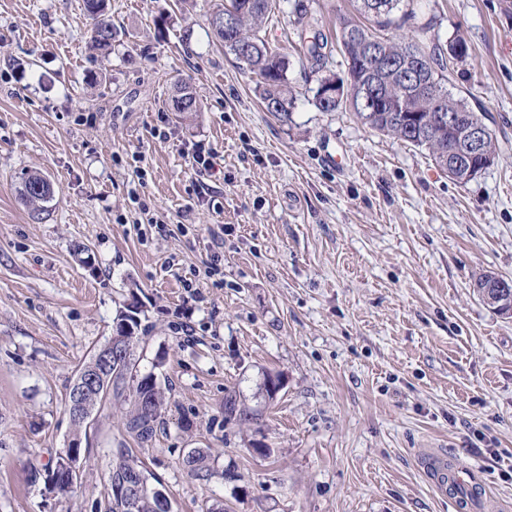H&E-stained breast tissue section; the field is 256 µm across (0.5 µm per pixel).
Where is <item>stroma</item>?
<instances>
[{
	"label": "stroma",
	"mask_w": 512,
	"mask_h": 512,
	"mask_svg": "<svg viewBox=\"0 0 512 512\" xmlns=\"http://www.w3.org/2000/svg\"><path fill=\"white\" fill-rule=\"evenodd\" d=\"M214 2L108 0L106 55L83 0H0V512H100L121 446L172 512H456L429 452L474 469L482 512H512V318L474 289L512 279V0H409L388 30L469 45L453 87L485 112L497 161L464 185L315 108L294 0L270 29L296 96L278 121L209 35ZM181 82L201 109L179 120ZM198 142L215 150L207 199ZM139 165L161 225L132 200ZM31 172L55 190L37 218L18 195ZM133 301L138 373L165 396L154 435L137 443L106 402L82 487L48 496L30 470L71 439L69 387ZM230 395L248 420L225 415Z\"/></svg>",
	"instance_id": "35a3bbf8"
}]
</instances>
